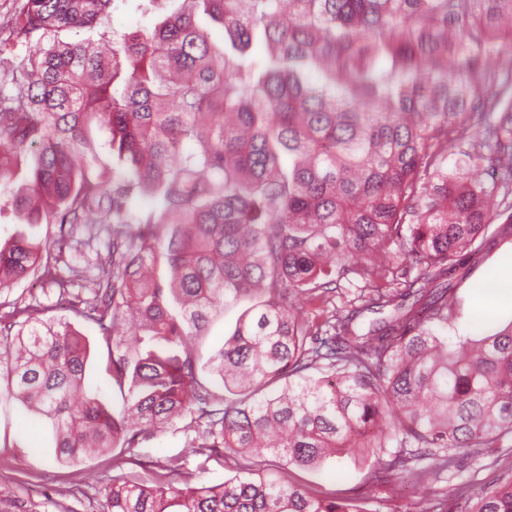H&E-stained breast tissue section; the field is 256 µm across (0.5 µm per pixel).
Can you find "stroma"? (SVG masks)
<instances>
[{"mask_svg":"<svg viewBox=\"0 0 512 512\" xmlns=\"http://www.w3.org/2000/svg\"><path fill=\"white\" fill-rule=\"evenodd\" d=\"M175 7L173 0H158L153 11L145 12L139 0H116L111 17L115 34L149 27L163 19ZM112 241L108 224H84L73 235L65 264L58 273L71 279L75 295L89 298V290L98 275L99 255L105 254ZM512 278V235L500 236L473 254L449 283L459 302L453 326L440 328V335L477 336L512 321V290L487 288V277ZM7 302L20 306L42 307L47 318L69 321L87 337L91 353L86 365V382L98 389L113 414H120L124 394L106 371L107 349L100 339L97 325L77 316L69 304L60 302L55 293L32 274L12 286ZM244 301L224 307L206 335L192 339L191 345L200 359L217 350L233 332L247 310ZM489 316H482V309ZM192 433L187 421L162 432L141 434L134 447L113 448L95 456H85L70 463L57 460L55 440L50 424L42 416L28 410L16 400L0 402V496L15 497L34 512H42L46 499L56 503L54 512H104V486L108 479L120 475H137L161 480L169 457L180 456L186 471L200 472V480L209 485L234 477L237 465L232 458L205 457L192 452L187 441ZM263 473L272 479L304 484L320 494L339 497H371L372 512H418V503L426 498L450 497L456 483L449 474L433 476L419 487H405L387 498H375L369 470L350 459H332L318 470H302L282 466L272 453L262 455ZM512 471V448H489L465 455L462 473L472 481L474 490L491 486L506 472Z\"/></svg>","mask_w":512,"mask_h":512,"instance_id":"obj_1","label":"stroma"}]
</instances>
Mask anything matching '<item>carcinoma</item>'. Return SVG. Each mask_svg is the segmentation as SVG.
<instances>
[{
  "label": "carcinoma",
  "mask_w": 512,
  "mask_h": 512,
  "mask_svg": "<svg viewBox=\"0 0 512 512\" xmlns=\"http://www.w3.org/2000/svg\"><path fill=\"white\" fill-rule=\"evenodd\" d=\"M114 2L24 0L0 36L14 87L0 93V182L35 150L30 180L0 209L58 226L51 242L20 233L0 244V295L36 271L69 295L52 274L66 228L94 214L115 224L75 312L100 328L124 412L86 386L85 337L33 306L0 315V399L51 422L62 462L186 418L199 453L237 461L217 485L178 457L153 486L114 477L107 512H371L367 498L268 481L257 457L312 470L349 456L378 487L422 484L462 453L505 447L512 322L454 340L431 325L455 317L444 278L512 232L492 226L512 183L468 179L485 162L512 176V0H178L119 39L107 27ZM96 28V40L62 38ZM491 56L509 67L491 75ZM92 122L110 135V169L95 166ZM456 145L467 150L450 166ZM135 196L160 207L134 213ZM404 262L421 274L400 292L387 284ZM350 275L368 306L394 314L364 334L352 313L327 311L318 325L297 316ZM256 294L200 363L188 343L211 313ZM456 509L512 512V476L476 499L459 482L419 512Z\"/></svg>",
  "instance_id": "carcinoma-1"
}]
</instances>
